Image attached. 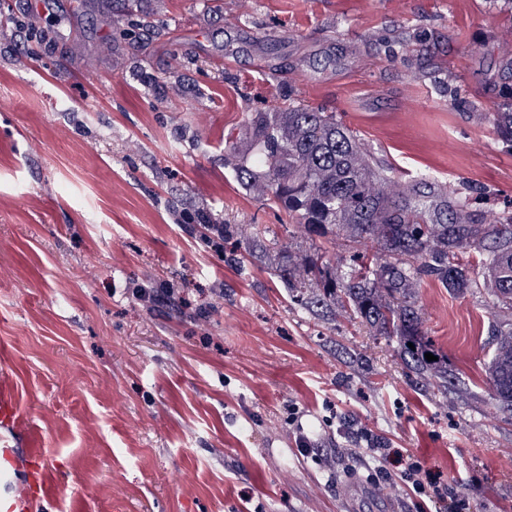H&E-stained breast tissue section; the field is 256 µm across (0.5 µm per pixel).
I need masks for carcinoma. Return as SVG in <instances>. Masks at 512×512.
I'll return each mask as SVG.
<instances>
[{"instance_id": "obj_1", "label": "carcinoma", "mask_w": 512, "mask_h": 512, "mask_svg": "<svg viewBox=\"0 0 512 512\" xmlns=\"http://www.w3.org/2000/svg\"><path fill=\"white\" fill-rule=\"evenodd\" d=\"M496 129L512 146V111L497 113ZM253 140L255 165L236 168L242 184L271 194L307 234L337 227L353 239L374 242L379 251L339 284L329 277L316 288L300 280L288 283L289 291L312 307L351 310L378 335L396 338L406 368L428 391L448 389V363L425 359L434 349L425 341L410 284L430 278L456 294L479 287L459 259L474 247L485 253L496 303L511 311L512 212L502 211L492 224H468L457 212L471 205L470 197L437 189L424 178L408 185L402 197L390 196L389 170L372 160L334 112L300 105L258 112ZM492 336L488 365L497 409L512 419V328H496Z\"/></svg>"}]
</instances>
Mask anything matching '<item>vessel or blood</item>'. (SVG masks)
I'll list each match as a JSON object with an SVG mask.
<instances>
[{
  "instance_id": "b4317fda",
  "label": "vessel or blood",
  "mask_w": 512,
  "mask_h": 512,
  "mask_svg": "<svg viewBox=\"0 0 512 512\" xmlns=\"http://www.w3.org/2000/svg\"><path fill=\"white\" fill-rule=\"evenodd\" d=\"M11 388L0 383V426L25 433L22 451L0 448V512H31L38 501L59 502L64 486L48 463L39 434L29 428L12 406Z\"/></svg>"
}]
</instances>
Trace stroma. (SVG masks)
<instances>
[{"label": "stroma", "mask_w": 512, "mask_h": 512, "mask_svg": "<svg viewBox=\"0 0 512 512\" xmlns=\"http://www.w3.org/2000/svg\"><path fill=\"white\" fill-rule=\"evenodd\" d=\"M1 100L0 380L81 493L35 512H420L367 482L360 431L470 512H512V421L487 369L512 311L415 281L454 379L424 391L396 342L286 288L376 244L306 234L226 148L256 113L321 108L391 193L424 174L476 192L472 218L492 222L512 211L493 124L512 104L503 0H0ZM200 214L253 238L216 252Z\"/></svg>", "instance_id": "1"}]
</instances>
